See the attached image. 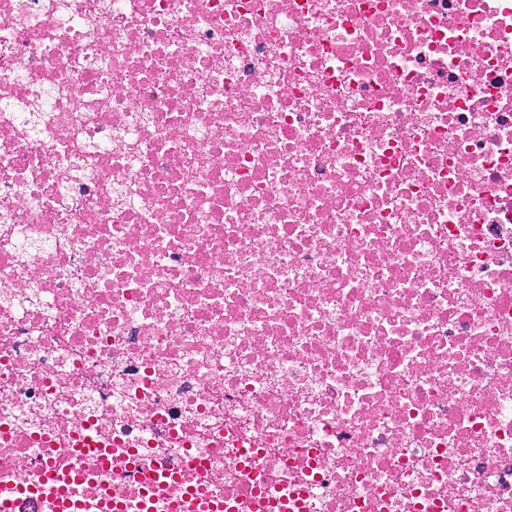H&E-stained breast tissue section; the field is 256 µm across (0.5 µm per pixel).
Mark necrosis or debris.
Here are the masks:
<instances>
[{
    "mask_svg": "<svg viewBox=\"0 0 512 512\" xmlns=\"http://www.w3.org/2000/svg\"><path fill=\"white\" fill-rule=\"evenodd\" d=\"M51 466L512 512V0H0V500Z\"/></svg>",
    "mask_w": 512,
    "mask_h": 512,
    "instance_id": "1",
    "label": "necrosis or debris"
}]
</instances>
